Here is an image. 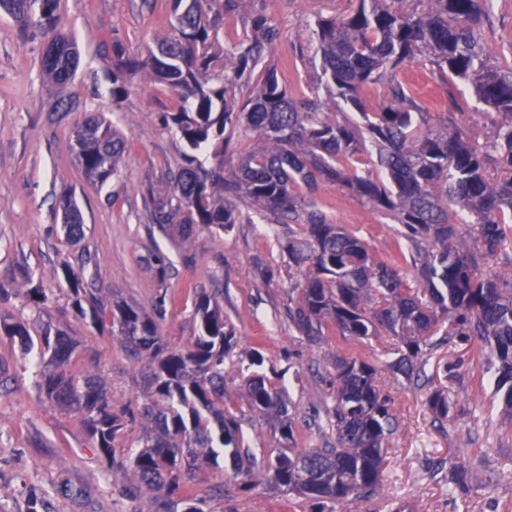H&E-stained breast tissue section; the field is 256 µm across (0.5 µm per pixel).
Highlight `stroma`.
<instances>
[{"label":"stroma","mask_w":512,"mask_h":512,"mask_svg":"<svg viewBox=\"0 0 512 512\" xmlns=\"http://www.w3.org/2000/svg\"><path fill=\"white\" fill-rule=\"evenodd\" d=\"M258 5L280 29L267 65L287 88L309 86L319 65L301 58L298 47L308 40L317 14L349 13L352 0H258ZM59 12L62 32L83 51L74 81L63 90L42 74L40 40L23 37L15 19L0 11V283H8L20 264L42 274L50 300L41 322L67 325L70 335L93 349L95 370L106 380L115 406L131 409L148 387L146 369L118 340L91 337L67 318L64 283L53 279V269L69 263L94 287L147 310L157 297H165L159 332L174 347L186 346L194 333V289L218 291L237 334L236 359L250 361L253 350H260L262 372L285 387L298 447L326 442L312 409L329 391L333 356L376 368L379 387L393 398L395 430L387 439L381 496L355 502L349 512H391L396 506L404 512H512V421L501 415L496 373L478 358L477 342L456 340L427 349L428 379L413 384L395 366L392 337L331 336L314 345L293 331L283 254L264 218L235 225L227 234L199 228L184 244L153 224L148 198L170 192V171L185 150L179 136L161 125L173 100L137 74L121 105H113L106 79L112 54L104 45L117 35L128 54L146 56L168 23V0H151L147 6L142 0H60ZM483 40L490 65L512 57V0H493ZM414 74L424 89L422 104L431 124L444 118L449 130L472 143L488 141L495 111L482 107L459 113L448 96L463 90L462 82L441 81L429 64L415 66ZM93 112L105 113L129 141L118 178L102 188L87 182L71 147L72 129ZM67 188L85 224V237L75 246L62 229L59 200ZM314 199L328 223L364 239L377 259L390 257L398 228L391 215L333 182L320 183ZM155 249L171 262L162 281L144 271L141 262ZM0 360L10 373L0 386V512H25L32 490L48 497L55 512H148V497L126 491L129 448L139 427H129L114 464H107L91 451L77 416L58 411L40 394L29 356L1 335ZM435 390L448 397L447 421L435 419L427 405ZM224 396L236 405L252 447H279L278 435L249 410L237 373L227 374ZM66 485L85 491L86 499L77 503L62 495ZM195 488L206 500V512L309 510L297 495L264 484L243 487L225 467L199 472Z\"/></svg>","instance_id":"35a3bbf8"}]
</instances>
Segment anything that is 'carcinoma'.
Returning a JSON list of instances; mask_svg holds the SVG:
<instances>
[{"mask_svg":"<svg viewBox=\"0 0 512 512\" xmlns=\"http://www.w3.org/2000/svg\"><path fill=\"white\" fill-rule=\"evenodd\" d=\"M170 32L156 40L145 60L127 55L122 40H111L112 103L128 93L129 78L142 72L160 92L174 97L163 124L176 131L188 152L173 174V192L151 198V219L174 239L187 242L194 225L227 233L263 216L288 225L284 269L292 294L288 321L310 343L326 332L368 340L396 337L399 370L422 377L423 349L433 345L439 315L457 336H477L478 356L498 370L505 408L512 410V66L485 62L482 23L492 0H356L347 15L319 16L313 37L300 47L320 57V83L358 110L342 118L328 112L319 87L296 94L265 65L280 30L252 0H170ZM24 31L44 39V77L64 86L80 63L72 38L58 32V0H0ZM436 65L473 89L476 101L496 111L499 121L485 145L458 131L428 125L414 84L395 79L418 60ZM389 102L365 110L363 92L387 77ZM245 127L252 143L224 165L231 138L226 129ZM205 149L218 161L197 162ZM72 150L86 179L100 187L118 174L127 150L120 129L98 114L72 131ZM498 166L489 170L490 156ZM373 166L381 175L360 167ZM323 181L336 182L364 197L373 208L397 219V249L414 269L423 294L404 281L401 269L377 260L367 244L327 222L312 195ZM66 201L64 230L84 237L81 212ZM461 224H471L465 234ZM505 267L485 274L491 260ZM146 269L162 281L168 257L155 250ZM54 275L68 286L66 314L102 335L115 337L137 362L146 361L150 391L130 411L112 403L101 378L77 379L71 365L82 359L79 343L63 327L43 325L32 335L28 321H0V333L26 353L49 356L37 372L38 389L60 410L77 415L91 448L112 463L115 443L128 425L142 430L129 457L131 488L151 495L152 512H203L205 498L194 493L196 470L208 466L218 449L228 454L232 476L246 487L267 484L303 497L311 512L328 502L347 503L382 491L384 445L394 427L392 397L376 384V369L364 361L335 357V377L318 430L336 438L324 448L296 446L286 390L267 376L246 377L249 409L280 435L277 452H257L245 439L233 405L224 403L226 364L236 332L224 320L216 297L196 294V332L183 348L170 346L155 319L142 307L114 301L89 288L67 263ZM17 296L36 313L48 300L42 277L27 267L14 274ZM428 405L448 418V398L431 393Z\"/></svg>","mask_w":512,"mask_h":512,"instance_id":"obj_1","label":"carcinoma"}]
</instances>
